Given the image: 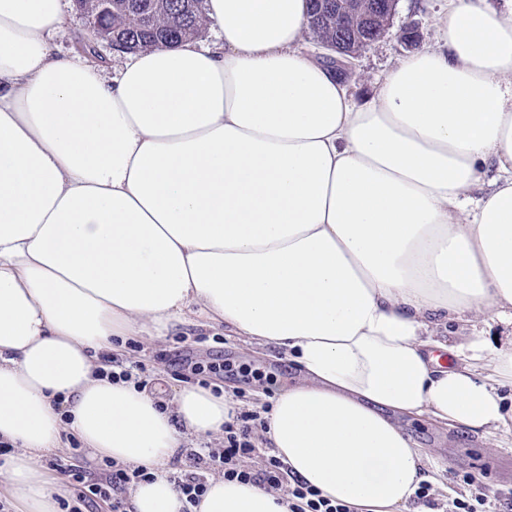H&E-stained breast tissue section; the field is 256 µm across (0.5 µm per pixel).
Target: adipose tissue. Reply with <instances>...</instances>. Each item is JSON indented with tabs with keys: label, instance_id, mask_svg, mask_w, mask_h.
Here are the masks:
<instances>
[{
	"label": "adipose tissue",
	"instance_id": "obj_1",
	"mask_svg": "<svg viewBox=\"0 0 512 512\" xmlns=\"http://www.w3.org/2000/svg\"><path fill=\"white\" fill-rule=\"evenodd\" d=\"M309 0H206L219 42L57 57L62 0H0V495L59 512L43 464L74 435L153 481L130 512H182L168 470L235 405H163L100 356L195 323L274 346L303 379L263 437L352 512L446 490L394 414L512 444V0H450L435 44L364 103L299 44ZM461 343L449 344L448 332ZM194 512H290L207 480Z\"/></svg>",
	"mask_w": 512,
	"mask_h": 512
}]
</instances>
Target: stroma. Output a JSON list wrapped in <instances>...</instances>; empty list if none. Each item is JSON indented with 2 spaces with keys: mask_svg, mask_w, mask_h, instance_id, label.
Returning <instances> with one entry per match:
<instances>
[{
  "mask_svg": "<svg viewBox=\"0 0 512 512\" xmlns=\"http://www.w3.org/2000/svg\"><path fill=\"white\" fill-rule=\"evenodd\" d=\"M447 8L448 0H398L395 14L379 40L351 57L345 79L349 95L363 101L399 60L410 56V48L404 45L408 22L417 26L420 47L432 45L437 36L436 18ZM64 9L68 22L52 41L58 57L82 54L88 46L98 65L109 68L121 62L119 51L109 45L88 43L84 20L74 0H64ZM116 357L131 368L145 365V372L137 379L160 401H169L179 387L217 386L233 396L241 412L257 411L262 403L272 404L277 392L299 376L298 368L277 353L203 326H187L161 340H132ZM398 422L423 452L448 463L455 493L468 490L462 475H482L498 493L493 512H505L512 500V447L488 448L473 435L450 431L424 419L402 416Z\"/></svg>",
  "mask_w": 512,
  "mask_h": 512,
  "instance_id": "35a3bbf8",
  "label": "stroma"
}]
</instances>
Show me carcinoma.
Instances as JSON below:
<instances>
[{
    "label": "carcinoma",
    "instance_id": "1",
    "mask_svg": "<svg viewBox=\"0 0 512 512\" xmlns=\"http://www.w3.org/2000/svg\"><path fill=\"white\" fill-rule=\"evenodd\" d=\"M307 29L338 56L364 48L382 36L390 0H350L336 16V0H310ZM112 42L124 52L175 45L206 29L204 0H111L107 21Z\"/></svg>",
    "mask_w": 512,
    "mask_h": 512
}]
</instances>
